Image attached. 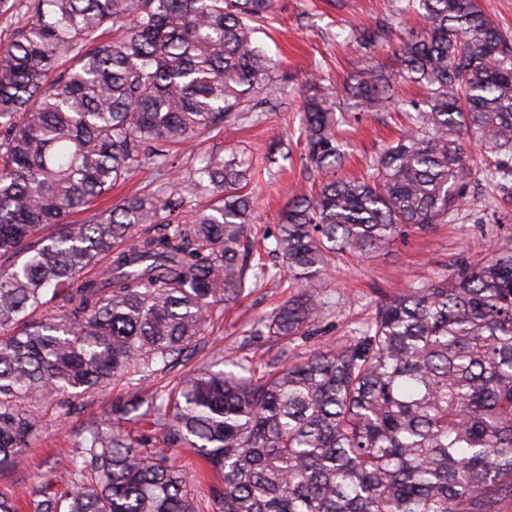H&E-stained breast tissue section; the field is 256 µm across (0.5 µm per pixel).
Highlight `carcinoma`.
I'll return each mask as SVG.
<instances>
[{
  "mask_svg": "<svg viewBox=\"0 0 512 512\" xmlns=\"http://www.w3.org/2000/svg\"><path fill=\"white\" fill-rule=\"evenodd\" d=\"M273 0H33L0 51V470L48 421L110 382L127 391L61 454L63 491L0 490V512H201L171 460L220 476L213 512H500L512 499V243L381 302L355 335L279 366L212 361L180 384L213 315L256 288L295 293L256 335L291 343L324 312L312 283L338 259L385 250L451 220L469 184L512 181V43L478 0H406L399 70L362 68L347 94L390 105L391 81L424 86L405 128L360 179L344 113L305 99L317 188L254 252L248 167L212 154L193 171L210 199L170 219L174 187L72 224L173 148L248 118L272 62L253 40ZM483 149L477 162L468 143ZM147 421L166 447L125 426Z\"/></svg>",
  "mask_w": 512,
  "mask_h": 512,
  "instance_id": "1",
  "label": "carcinoma"
}]
</instances>
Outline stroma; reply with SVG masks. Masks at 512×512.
Returning <instances> with one entry per match:
<instances>
[{"instance_id":"1","label":"stroma","mask_w":512,"mask_h":512,"mask_svg":"<svg viewBox=\"0 0 512 512\" xmlns=\"http://www.w3.org/2000/svg\"><path fill=\"white\" fill-rule=\"evenodd\" d=\"M396 0H274L268 19L256 26L254 37L277 68L262 96L269 106L262 118L228 125L221 133L202 136L177 154V190L187 205L175 212L188 219L200 206L191 178L203 156L242 154L250 164L248 190L256 224L275 232L281 212L297 188L308 185L304 142L299 136L300 108L311 81L340 102L351 122L345 137L349 143L345 177L361 176L366 162L399 134L393 108L365 111L344 96L347 82L370 62L385 69L395 67L393 53L404 28L418 26L416 16L393 11ZM384 25L392 33L388 40L367 46L357 32ZM512 240V200L483 180L472 181L467 203L448 224L425 231H409L389 249L337 266L320 285L327 307L320 320L293 344L255 340L243 345L257 319L269 313L286 295L278 288H261L213 318L204 347L188 365L175 367L166 377L177 384L188 368L201 366L213 352L225 356H249L259 363H286L297 354L333 345L346 338L368 318L381 299L399 289L446 275L452 267L485 253L490 245ZM124 384L115 382L80 398L77 410L66 421L48 423L30 448L10 467L0 470V488L42 486L63 489L65 476L55 465L54 455L70 447L85 422L101 418L112 401L124 395Z\"/></svg>"}]
</instances>
